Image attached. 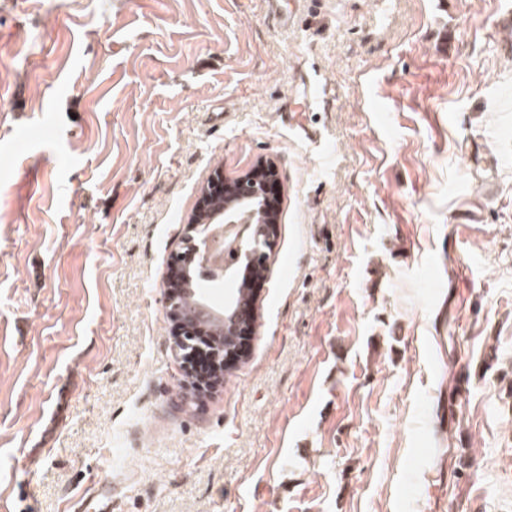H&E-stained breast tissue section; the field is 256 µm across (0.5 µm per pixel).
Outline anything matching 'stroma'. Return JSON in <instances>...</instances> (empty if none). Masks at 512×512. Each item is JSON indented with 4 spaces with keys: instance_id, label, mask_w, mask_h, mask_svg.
Here are the masks:
<instances>
[{
    "instance_id": "obj_1",
    "label": "stroma",
    "mask_w": 512,
    "mask_h": 512,
    "mask_svg": "<svg viewBox=\"0 0 512 512\" xmlns=\"http://www.w3.org/2000/svg\"><path fill=\"white\" fill-rule=\"evenodd\" d=\"M506 13L0 0V506L512 512ZM262 159V327L200 403L168 263Z\"/></svg>"
}]
</instances>
